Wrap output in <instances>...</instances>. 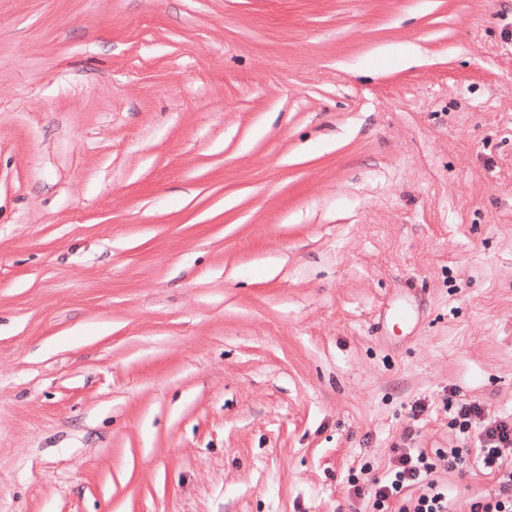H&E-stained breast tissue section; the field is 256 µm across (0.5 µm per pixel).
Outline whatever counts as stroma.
Instances as JSON below:
<instances>
[{"instance_id":"1","label":"stroma","mask_w":512,"mask_h":512,"mask_svg":"<svg viewBox=\"0 0 512 512\" xmlns=\"http://www.w3.org/2000/svg\"><path fill=\"white\" fill-rule=\"evenodd\" d=\"M451 397L512 420V0H0V512H371Z\"/></svg>"}]
</instances>
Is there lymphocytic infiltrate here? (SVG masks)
I'll use <instances>...</instances> for the list:
<instances>
[{
    "mask_svg": "<svg viewBox=\"0 0 512 512\" xmlns=\"http://www.w3.org/2000/svg\"><path fill=\"white\" fill-rule=\"evenodd\" d=\"M482 414L480 403L462 400L456 403L449 420L450 428L466 443L478 441V450L465 445L432 456L423 448L404 449L386 479H351L354 494L369 497L373 512H454L447 488L439 485L434 474L439 462L455 468L474 456L496 485L473 501L469 512H512V466L504 463L505 455H512V420L485 423Z\"/></svg>",
    "mask_w": 512,
    "mask_h": 512,
    "instance_id": "obj_1",
    "label": "lymphocytic infiltrate"
}]
</instances>
